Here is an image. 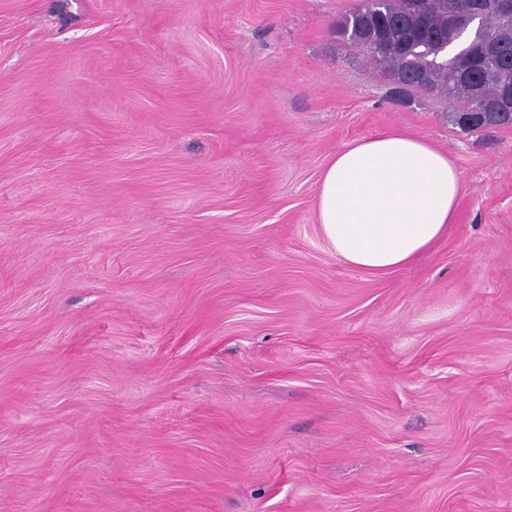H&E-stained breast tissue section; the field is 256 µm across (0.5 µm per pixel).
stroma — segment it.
Returning a JSON list of instances; mask_svg holds the SVG:
<instances>
[{"mask_svg": "<svg viewBox=\"0 0 512 512\" xmlns=\"http://www.w3.org/2000/svg\"><path fill=\"white\" fill-rule=\"evenodd\" d=\"M359 0H0V512H512V126L397 92ZM445 151L382 276L319 178ZM461 194L448 154L421 137L388 131L331 156L318 184V223L336 256L385 275L448 236Z\"/></svg>", "mask_w": 512, "mask_h": 512, "instance_id": "obj_1", "label": "stroma"}]
</instances>
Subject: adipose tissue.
<instances>
[{
	"label": "adipose tissue",
	"instance_id": "ef3b65f1",
	"mask_svg": "<svg viewBox=\"0 0 512 512\" xmlns=\"http://www.w3.org/2000/svg\"><path fill=\"white\" fill-rule=\"evenodd\" d=\"M461 194L446 153L421 137L388 131L331 156L316 210L336 255L380 276L410 264L447 235Z\"/></svg>",
	"mask_w": 512,
	"mask_h": 512
}]
</instances>
